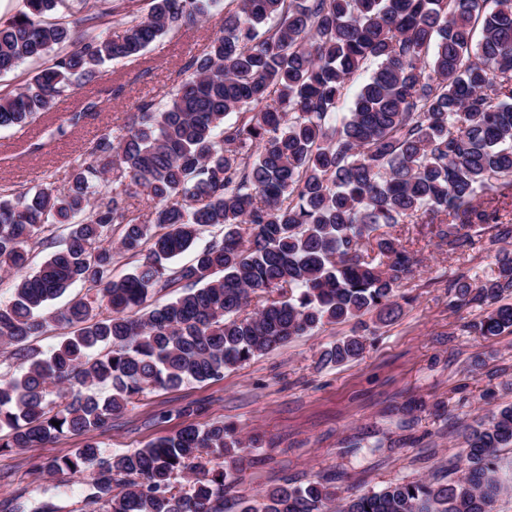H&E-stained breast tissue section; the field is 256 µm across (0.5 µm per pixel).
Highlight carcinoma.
I'll use <instances>...</instances> for the list:
<instances>
[{
    "label": "carcinoma",
    "mask_w": 512,
    "mask_h": 512,
    "mask_svg": "<svg viewBox=\"0 0 512 512\" xmlns=\"http://www.w3.org/2000/svg\"><path fill=\"white\" fill-rule=\"evenodd\" d=\"M138 2L103 0L98 13L50 22L63 0H26L25 12L0 22V75L64 50L0 94V130L42 122L35 149L49 146L99 109L105 63L138 57L220 4L148 0L143 11ZM119 13L114 38L100 27ZM372 62L378 68L336 123L347 83ZM182 71L164 104L137 101L119 134L84 147L67 188L57 190L49 170L35 189L0 186V271L14 277L0 342L28 363L21 377L0 379L1 448L103 429L148 390L220 379L326 325L356 323L319 363L358 360L362 317L390 323L411 303L399 289L419 259L402 244L401 224L450 256L498 246L496 268L448 288L453 305L485 309L465 325L469 335L512 333V303H501L512 296V220H502L512 205V0H237ZM74 84L89 90L57 125L53 105ZM99 183L104 190L93 191ZM220 225L224 236L191 264L169 266ZM62 226L70 232L58 246ZM115 229L119 249L142 256L119 279ZM33 243L53 252L29 273ZM76 283L94 300L47 309ZM165 288L183 292L148 303ZM59 326L70 335L40 357L32 341ZM98 346L107 351L91 355ZM99 386L111 395L99 398ZM511 447L509 404L466 436L454 479L343 497L318 476L275 486L236 512H327L333 500L336 512H494L512 494L499 455ZM244 452L235 429L216 422L108 456L90 438L47 472L97 470L88 512H224ZM205 453L228 466H200Z\"/></svg>",
    "instance_id": "obj_1"
}]
</instances>
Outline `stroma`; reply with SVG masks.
I'll return each instance as SVG.
<instances>
[{
  "label": "stroma",
  "instance_id": "1",
  "mask_svg": "<svg viewBox=\"0 0 512 512\" xmlns=\"http://www.w3.org/2000/svg\"><path fill=\"white\" fill-rule=\"evenodd\" d=\"M235 8V0H222L220 10L197 27L167 34L138 58L106 63L102 86L124 85V97L104 98L80 128L43 152L27 150L40 125L0 130V185L31 187L46 170L66 174L89 140L118 131L135 101L166 99L186 58L208 44L225 12ZM399 232L421 259L401 288L412 303L390 324L368 318L367 347L357 361L320 365L323 346L351 330L347 323L327 325L225 371L221 380L148 392L91 437L109 455L189 424L223 422L256 441L235 474L233 493L241 500L318 475L331 477L344 496L391 482H445L459 475L466 433L512 403V334L464 332L479 312L451 305L448 281L478 267L491 271L495 253L452 258L413 225H400ZM85 439L69 434L23 452L0 448V512H85L90 475L51 476L45 470Z\"/></svg>",
  "mask_w": 512,
  "mask_h": 512
}]
</instances>
